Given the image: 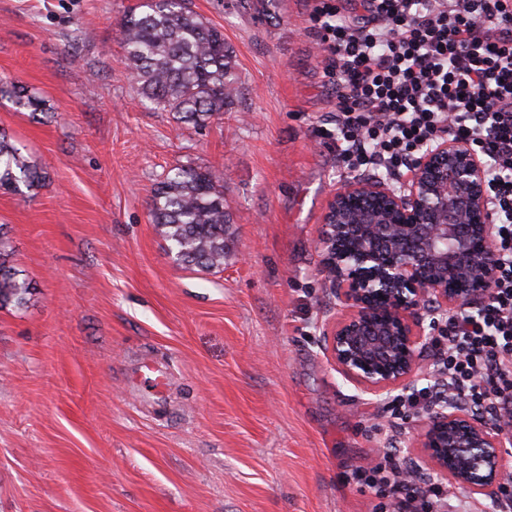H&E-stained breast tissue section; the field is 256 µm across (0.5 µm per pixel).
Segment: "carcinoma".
<instances>
[{
    "instance_id": "carcinoma-1",
    "label": "carcinoma",
    "mask_w": 512,
    "mask_h": 512,
    "mask_svg": "<svg viewBox=\"0 0 512 512\" xmlns=\"http://www.w3.org/2000/svg\"><path fill=\"white\" fill-rule=\"evenodd\" d=\"M126 57L145 100L196 126L237 96L232 51L224 33L204 22L186 0H145L122 25ZM20 109L41 111V101L22 88L0 87ZM40 169L0 133V190L39 184ZM215 172L181 167L166 176L152 199L151 219L179 265L211 271L224 266L230 215ZM10 241L0 226V306H24L30 283L10 264Z\"/></svg>"
}]
</instances>
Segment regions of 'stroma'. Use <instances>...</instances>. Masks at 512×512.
Returning a JSON list of instances; mask_svg holds the SVG:
<instances>
[{"label": "stroma", "instance_id": "1", "mask_svg": "<svg viewBox=\"0 0 512 512\" xmlns=\"http://www.w3.org/2000/svg\"><path fill=\"white\" fill-rule=\"evenodd\" d=\"M140 0H0V129L45 178L0 192L28 303L0 308V512H372L351 474L423 420L336 371L340 314L317 247L342 183L315 0H189L236 57L205 129L143 105L121 21ZM210 169L231 216L224 267L173 262L151 221L176 167ZM168 365L163 403L132 380Z\"/></svg>", "mask_w": 512, "mask_h": 512}]
</instances>
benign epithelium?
Wrapping results in <instances>:
<instances>
[{"mask_svg": "<svg viewBox=\"0 0 512 512\" xmlns=\"http://www.w3.org/2000/svg\"><path fill=\"white\" fill-rule=\"evenodd\" d=\"M486 165L463 140L428 146L400 185L343 180L322 215L319 248L340 317L323 330L336 370L376 395L414 382L428 349L422 306L439 322L485 301L498 252ZM512 415L491 424L450 405L423 420L421 462L451 485L496 498L512 478Z\"/></svg>", "mask_w": 512, "mask_h": 512, "instance_id": "benign-epithelium-1", "label": "benign epithelium"}]
</instances>
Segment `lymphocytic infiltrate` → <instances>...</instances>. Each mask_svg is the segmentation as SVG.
<instances>
[{
    "instance_id": "lymphocytic-infiltrate-1",
    "label": "lymphocytic infiltrate",
    "mask_w": 512,
    "mask_h": 512,
    "mask_svg": "<svg viewBox=\"0 0 512 512\" xmlns=\"http://www.w3.org/2000/svg\"><path fill=\"white\" fill-rule=\"evenodd\" d=\"M317 0L311 30L336 88L332 122L345 174L407 175L424 148L466 139L487 164L498 275L477 313L446 316L433 339L438 378L407 395L403 418L446 400L497 419L512 410V0H363L337 23ZM374 512H450L448 485L393 454L355 470Z\"/></svg>"
}]
</instances>
